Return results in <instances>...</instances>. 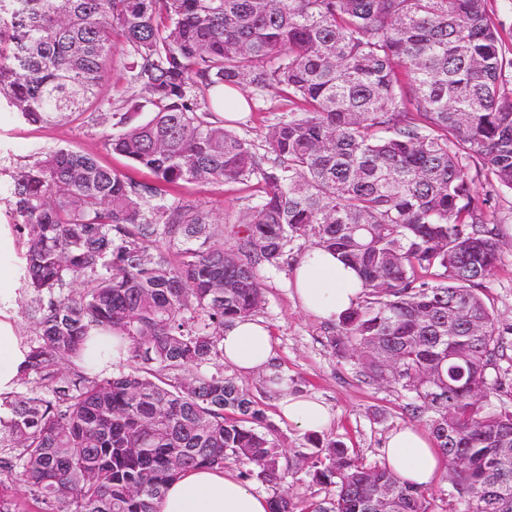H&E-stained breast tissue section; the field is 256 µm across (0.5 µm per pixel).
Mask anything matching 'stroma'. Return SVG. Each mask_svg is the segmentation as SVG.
I'll return each instance as SVG.
<instances>
[{
    "instance_id": "1",
    "label": "stroma",
    "mask_w": 512,
    "mask_h": 512,
    "mask_svg": "<svg viewBox=\"0 0 512 512\" xmlns=\"http://www.w3.org/2000/svg\"><path fill=\"white\" fill-rule=\"evenodd\" d=\"M284 109L278 97L254 103L230 130L262 145L265 134L282 118ZM112 115L99 113L96 124L78 117L55 124H31L7 104H0V276L5 277L10 295H0V321L9 324L13 336L30 337L33 326L26 310L28 292L23 280L21 254L24 238L13 228L9 209L12 177L39 153L59 147H78L96 155L109 168L124 172L137 181L150 180L147 170L137 168L126 158L107 152L103 134L112 132ZM174 197L197 204L213 222L224 225V245L236 244L233 231L256 195L255 183H190L176 187ZM491 212L501 227L502 261L484 280V299L499 320L512 323V193H501L491 203ZM290 270L271 274L266 280L265 304L257 319L266 323L273 337V362L290 379L289 392L319 397L332 413L331 424L322 439L343 442L369 463H381V448L393 431L419 426L407 407L403 392L364 379L353 361L335 354L327 344V322L304 312L296 303L289 285ZM224 373L249 390L261 404L266 419L295 453H309L313 444L296 426L278 415L276 396L266 387L262 372L248 375L225 366Z\"/></svg>"
}]
</instances>
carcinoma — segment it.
Segmentation results:
<instances>
[{
  "label": "carcinoma",
  "instance_id": "carcinoma-1",
  "mask_svg": "<svg viewBox=\"0 0 512 512\" xmlns=\"http://www.w3.org/2000/svg\"><path fill=\"white\" fill-rule=\"evenodd\" d=\"M0 99L33 124L94 115L121 53L141 105L115 112L105 149L137 182L79 148L13 175L34 336L23 392H0V512H157L191 468L288 467L332 488L271 498V512H435L434 494L338 441L287 459L248 391L224 375V328L265 302L264 270L311 242L356 268L362 297L327 342L400 390L452 483L448 512H512V407L502 327L478 292L500 232L474 197L512 193V49L487 0H0ZM275 92L288 115L263 151L213 120L224 88ZM257 182L236 247L191 182ZM128 344L100 376L90 336ZM77 367L64 373L59 362Z\"/></svg>",
  "mask_w": 512,
  "mask_h": 512
}]
</instances>
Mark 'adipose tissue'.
<instances>
[{
    "mask_svg": "<svg viewBox=\"0 0 512 512\" xmlns=\"http://www.w3.org/2000/svg\"><path fill=\"white\" fill-rule=\"evenodd\" d=\"M292 285L301 309L332 322L354 306L360 296L356 270L334 252L306 249L292 271ZM272 354L269 328L256 319L238 320L224 330V361L240 372L265 369ZM280 417L316 435L331 422L332 413L317 397L283 394L277 400ZM388 468L405 482L431 487L443 470V459L431 438L408 426L390 433L381 450ZM158 512H269L268 497L229 469H191L166 490Z\"/></svg>",
    "mask_w": 512,
    "mask_h": 512,
    "instance_id": "adipose-tissue-1",
    "label": "adipose tissue"
}]
</instances>
